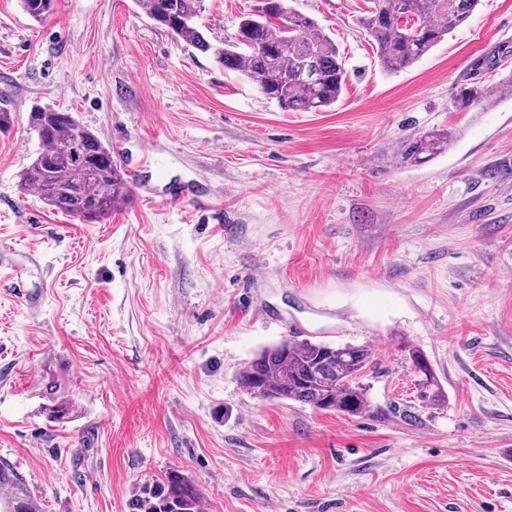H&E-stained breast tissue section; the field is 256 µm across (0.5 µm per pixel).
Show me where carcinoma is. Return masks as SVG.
I'll return each mask as SVG.
<instances>
[{
  "label": "carcinoma",
  "instance_id": "carcinoma-1",
  "mask_svg": "<svg viewBox=\"0 0 512 512\" xmlns=\"http://www.w3.org/2000/svg\"><path fill=\"white\" fill-rule=\"evenodd\" d=\"M146 16L172 38L202 52H210L226 70L239 71L287 112H319L339 100L346 70L334 41L313 19L292 10L283 16L271 0L260 14H246L234 37L221 46L204 35V0H135ZM23 11L40 21L53 0H20ZM479 0H371L357 19L373 42L380 65L397 72L411 66L464 24ZM512 93V75L495 86L470 83L457 92L455 107L490 105ZM29 126L40 143L32 162L19 175V188L35 190L44 203L82 224H93L112 212L128 196L120 168L109 160L112 152L100 135L70 112L35 107ZM453 133L432 130L401 144V165L419 166L448 149ZM419 374L420 401L434 406L444 400L426 360L412 354ZM372 364L366 345H330L310 340H284L261 350L238 374L248 394L258 385L266 398L294 401L320 411L349 417L371 410L362 379ZM201 494L179 470H170L138 487L128 502L129 512H200ZM35 504L18 485L13 486L10 512H34Z\"/></svg>",
  "mask_w": 512,
  "mask_h": 512
}]
</instances>
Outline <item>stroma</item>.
Returning a JSON list of instances; mask_svg holds the SVG:
<instances>
[{"label":"stroma","instance_id":"1","mask_svg":"<svg viewBox=\"0 0 512 512\" xmlns=\"http://www.w3.org/2000/svg\"><path fill=\"white\" fill-rule=\"evenodd\" d=\"M262 0H206L211 42ZM347 85L286 112L134 0H0V463L39 512H128L171 469L202 512H512V0L385 72L366 0H284ZM111 132L128 200L82 224L20 193L34 105ZM454 134L417 167L394 153ZM190 186L193 201L165 204ZM368 345L370 413L261 400L237 375L282 340ZM445 403L422 405L411 352ZM68 402L52 417L53 400ZM512 95V75L510 74L496 86H486L482 82L470 83L461 87L454 98L455 107L465 110L473 105H490L502 94Z\"/></svg>","mask_w":512,"mask_h":512}]
</instances>
